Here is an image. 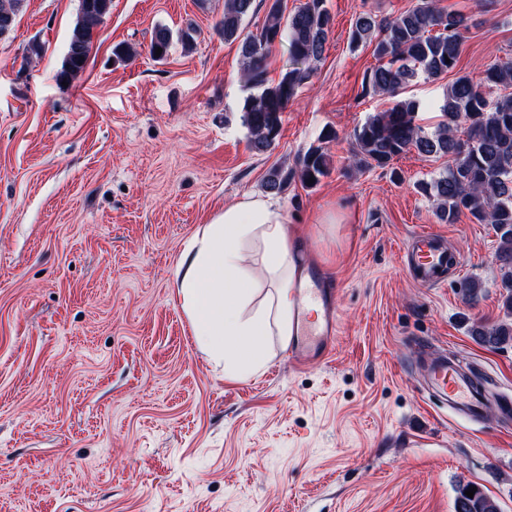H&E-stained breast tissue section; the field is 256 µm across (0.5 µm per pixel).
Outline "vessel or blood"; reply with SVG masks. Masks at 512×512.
<instances>
[{
  "instance_id": "b4317fda",
  "label": "vessel or blood",
  "mask_w": 512,
  "mask_h": 512,
  "mask_svg": "<svg viewBox=\"0 0 512 512\" xmlns=\"http://www.w3.org/2000/svg\"><path fill=\"white\" fill-rule=\"evenodd\" d=\"M408 268L421 284L434 286L448 278V249L439 234L421 230L416 232L406 246ZM299 308L316 306L320 312L317 325L303 327L300 336L291 339L289 354L297 366L304 367L325 359L331 351L336 330L337 311L333 289L324 287L319 278L296 288ZM422 365L429 388L453 409L469 416H477L483 402L470 383L456 370L447 358H423Z\"/></svg>"
}]
</instances>
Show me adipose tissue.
I'll use <instances>...</instances> for the list:
<instances>
[{
	"label": "adipose tissue",
	"mask_w": 512,
	"mask_h": 512,
	"mask_svg": "<svg viewBox=\"0 0 512 512\" xmlns=\"http://www.w3.org/2000/svg\"><path fill=\"white\" fill-rule=\"evenodd\" d=\"M300 243L270 197L246 193L200 225L175 270L176 294L194 340L226 374L247 377L265 365L269 337L288 343L306 277ZM274 288L271 307L254 306L257 289Z\"/></svg>",
	"instance_id": "obj_1"
}]
</instances>
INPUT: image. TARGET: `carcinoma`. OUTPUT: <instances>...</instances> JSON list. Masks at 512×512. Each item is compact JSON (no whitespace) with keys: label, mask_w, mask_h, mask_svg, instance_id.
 Instances as JSON below:
<instances>
[{"label":"carcinoma","mask_w":512,"mask_h":512,"mask_svg":"<svg viewBox=\"0 0 512 512\" xmlns=\"http://www.w3.org/2000/svg\"><path fill=\"white\" fill-rule=\"evenodd\" d=\"M24 0H0V36L11 33L22 12ZM112 0H79L73 35L55 74L68 82L84 70L94 32L110 11ZM256 0H225L220 29L224 40L238 43L242 79L249 94L242 106V124L250 142L259 151L280 136L281 114L307 84L314 64L325 51L331 30V15L325 0H306L290 15L285 0H267L261 26L244 32L246 19L256 14ZM467 18L446 12L436 0H419L411 9L392 19L378 20L369 13L358 16L351 43L373 46L377 65L362 79L360 95L389 94L393 97L418 78H437L454 70L460 57L462 30ZM173 32L165 26L154 29L150 53L162 49L165 57ZM287 46L288 64L276 81L268 78L269 56L276 46ZM512 87V57L486 66L479 80L458 78L449 88L441 111L446 121L427 134L415 124L416 101L395 99L391 106L373 115L355 131L356 157L366 167L385 168L410 149L426 156L448 157V169L418 189L436 202L435 215L453 224L462 215L479 224H492L500 237L497 258L506 290L503 308L512 319V94L496 101L485 90ZM331 164L321 145L308 148L298 159L302 182H319ZM288 185V172L272 170L266 188L280 193ZM473 335L492 347L512 344V322L482 325ZM465 485L456 498V512H500L495 499L482 489L473 497Z\"/></svg>","instance_id":"1"}]
</instances>
